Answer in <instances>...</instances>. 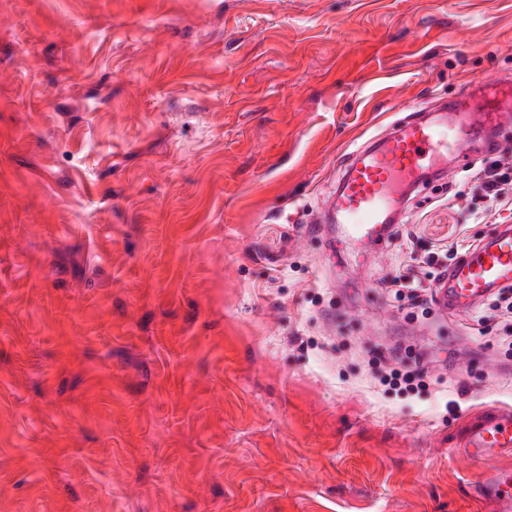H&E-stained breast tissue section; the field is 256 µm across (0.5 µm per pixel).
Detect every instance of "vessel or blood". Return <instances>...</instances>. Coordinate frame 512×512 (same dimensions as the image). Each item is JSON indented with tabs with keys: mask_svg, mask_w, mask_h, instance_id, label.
<instances>
[{
	"mask_svg": "<svg viewBox=\"0 0 512 512\" xmlns=\"http://www.w3.org/2000/svg\"><path fill=\"white\" fill-rule=\"evenodd\" d=\"M451 111L449 118L437 122L411 116L352 152L326 208L339 216L355 243L383 247L394 230V195L403 185L421 184L427 171L448 158H464L512 112V98L480 96L464 88L458 90ZM510 286L512 226L503 224L449 266L438 289L442 308L453 311L473 307L490 292ZM456 451L486 465L512 453V410L485 407L463 426ZM479 492L495 501L500 512H512L511 475L489 472Z\"/></svg>",
	"mask_w": 512,
	"mask_h": 512,
	"instance_id": "b4317fda",
	"label": "vessel or blood"
}]
</instances>
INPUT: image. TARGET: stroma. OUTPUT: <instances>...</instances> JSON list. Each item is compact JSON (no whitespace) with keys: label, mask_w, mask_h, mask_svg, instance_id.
<instances>
[{"label":"stroma","mask_w":512,"mask_h":512,"mask_svg":"<svg viewBox=\"0 0 512 512\" xmlns=\"http://www.w3.org/2000/svg\"><path fill=\"white\" fill-rule=\"evenodd\" d=\"M504 74L512 0H0V512H496L451 447L505 347L398 327L399 240L319 219L407 104ZM479 162L403 199L419 255L512 225ZM395 346L446 374L374 386Z\"/></svg>","instance_id":"35a3bbf8"}]
</instances>
